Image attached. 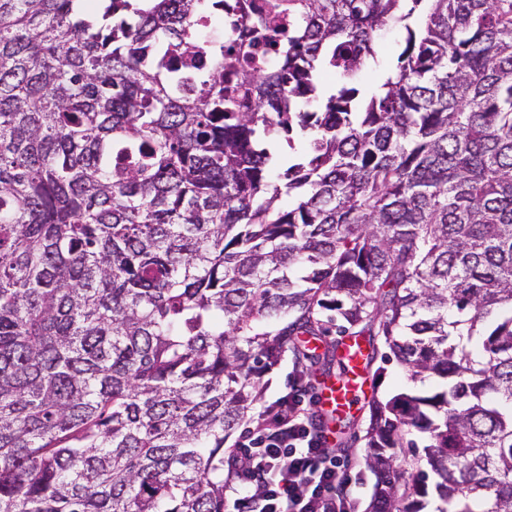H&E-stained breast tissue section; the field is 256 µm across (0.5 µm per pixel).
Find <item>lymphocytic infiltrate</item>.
<instances>
[{"label": "lymphocytic infiltrate", "instance_id": "1", "mask_svg": "<svg viewBox=\"0 0 512 512\" xmlns=\"http://www.w3.org/2000/svg\"><path fill=\"white\" fill-rule=\"evenodd\" d=\"M300 371L227 460V512H357L351 479L306 399Z\"/></svg>", "mask_w": 512, "mask_h": 512}]
</instances>
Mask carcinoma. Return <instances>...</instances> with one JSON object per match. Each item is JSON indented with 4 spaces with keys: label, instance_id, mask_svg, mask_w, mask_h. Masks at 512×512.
<instances>
[{
    "label": "carcinoma",
    "instance_id": "1",
    "mask_svg": "<svg viewBox=\"0 0 512 512\" xmlns=\"http://www.w3.org/2000/svg\"><path fill=\"white\" fill-rule=\"evenodd\" d=\"M233 10L246 50L199 45L224 0H0V512H224L263 378L334 332L451 380L368 402V512H512V0ZM383 42L384 51L362 71L361 81L366 88L374 87L382 79L385 70L396 60L404 46V31L398 28L387 31Z\"/></svg>",
    "mask_w": 512,
    "mask_h": 512
}]
</instances>
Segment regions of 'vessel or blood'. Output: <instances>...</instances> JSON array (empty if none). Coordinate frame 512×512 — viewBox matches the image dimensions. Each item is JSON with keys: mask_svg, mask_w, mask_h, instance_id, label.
Instances as JSON below:
<instances>
[{"mask_svg": "<svg viewBox=\"0 0 512 512\" xmlns=\"http://www.w3.org/2000/svg\"><path fill=\"white\" fill-rule=\"evenodd\" d=\"M369 345L363 338L347 336L340 341V353L346 366L343 377L323 382L318 400L325 412L340 417L361 406L373 393L364 365Z\"/></svg>", "mask_w": 512, "mask_h": 512, "instance_id": "b4317fda", "label": "vessel or blood"}]
</instances>
